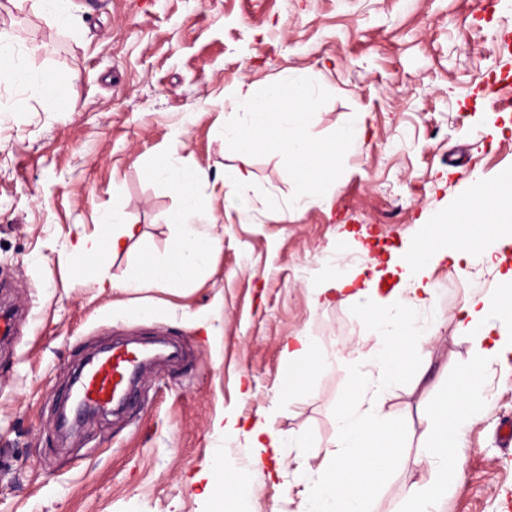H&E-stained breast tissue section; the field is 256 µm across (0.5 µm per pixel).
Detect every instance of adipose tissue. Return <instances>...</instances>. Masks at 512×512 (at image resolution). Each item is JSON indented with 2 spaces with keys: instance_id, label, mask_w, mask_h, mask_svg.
I'll use <instances>...</instances> for the list:
<instances>
[{
  "instance_id": "obj_1",
  "label": "adipose tissue",
  "mask_w": 512,
  "mask_h": 512,
  "mask_svg": "<svg viewBox=\"0 0 512 512\" xmlns=\"http://www.w3.org/2000/svg\"><path fill=\"white\" fill-rule=\"evenodd\" d=\"M0 83L46 85L55 94L64 92L63 87L50 84L48 75L28 66L18 36L6 31L0 32ZM317 103L309 79L297 71L259 87L244 82L233 97L239 118L224 121L221 134L225 144L237 148L244 157L260 150L278 151L304 182L323 188L335 174L337 155L355 152L362 146L366 115L357 113L333 141L314 142L304 136L302 129L314 117ZM149 173L181 200L170 216L169 256L150 258L129 277L105 283L98 275L105 256L120 254L137 234L136 224L127 220L122 207L113 205L101 220L103 234L80 237L70 253L71 259L79 263L83 286L101 289L109 285L126 291L169 287L205 272L219 249V238L206 230L210 214L195 195L196 186L209 183V174L182 167L172 151ZM471 182L475 191L468 212L448 215L445 225L423 241L421 248L432 259L449 255L457 261L477 256L490 262L502 246L512 243V174L504 175L491 191L486 189L480 172H473ZM464 218L486 225L488 236L481 251H474L468 238L457 235L454 225ZM397 265L399 284L384 299L376 291L381 275L377 269L359 285L352 277L334 273L312 291L313 301L318 304L331 292L351 289L352 299L364 304L381 342L375 358L376 372L363 370L361 361L353 363L357 385L336 417L334 451L325 457L309 485L307 512H368L384 467L407 445L402 426L382 412V381L417 367L425 345L434 337L433 326H418L417 315L422 309L433 308L438 290L429 280L427 266L416 256L401 257ZM460 311L457 328L473 340L480 360L464 373L455 392L436 401L430 411L419 460L433 465V480L427 486L408 489L406 512H437L439 502L448 493L449 479L460 470L455 450L482 400L481 361L512 348L511 293L471 296Z\"/></svg>"
}]
</instances>
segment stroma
<instances>
[{
	"label": "stroma",
	"mask_w": 512,
	"mask_h": 512,
	"mask_svg": "<svg viewBox=\"0 0 512 512\" xmlns=\"http://www.w3.org/2000/svg\"><path fill=\"white\" fill-rule=\"evenodd\" d=\"M1 29L33 47L34 68L64 81L65 94L0 84V309L14 314L12 336L0 338V512H215L203 489L219 455L225 486L242 480L252 512H306V468L334 439L351 361L380 348L358 303L317 305L311 288L335 268L364 280L367 258L412 250L469 199L473 170L490 189L512 171V110L500 105L512 94V0H70L65 26L6 4ZM291 70L320 95L311 140L368 115L362 148L336 159L331 191L289 209L303 183L280 153L255 152L248 215L198 189L221 238L200 277L142 293L83 288L60 259L76 236L102 234L100 216L118 201L139 236L104 260L106 278L164 253L180 200L150 165L174 146L182 166L229 174L241 161L217 131L237 85ZM430 281L441 294L424 374L391 379L383 401L409 446L370 512H405L407 487L430 481L416 461L424 418L475 360L459 309L474 291L501 288L480 260L443 259ZM293 336L336 354L297 390L283 354ZM159 338L179 356L145 369L124 413L58 432V407L89 356ZM482 377L440 512H512V447L497 438L512 419V352ZM227 415L310 445L263 450L254 470L243 436L219 427Z\"/></svg>",
	"instance_id": "1"
}]
</instances>
